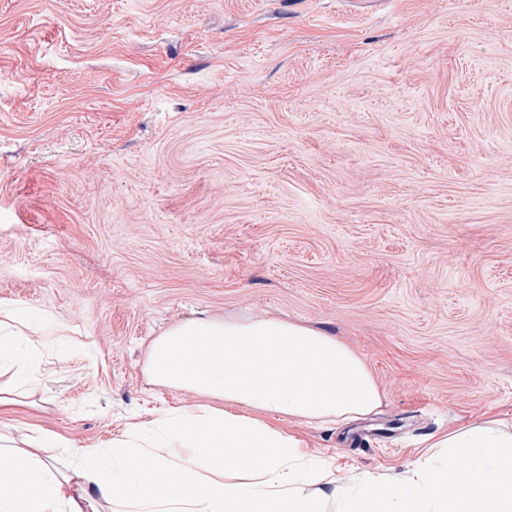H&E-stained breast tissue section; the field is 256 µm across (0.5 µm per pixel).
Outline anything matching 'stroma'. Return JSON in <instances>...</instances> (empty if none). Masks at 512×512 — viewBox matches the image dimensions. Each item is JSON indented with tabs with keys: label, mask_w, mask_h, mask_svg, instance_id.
I'll use <instances>...</instances> for the list:
<instances>
[{
	"label": "stroma",
	"mask_w": 512,
	"mask_h": 512,
	"mask_svg": "<svg viewBox=\"0 0 512 512\" xmlns=\"http://www.w3.org/2000/svg\"><path fill=\"white\" fill-rule=\"evenodd\" d=\"M31 404L111 447L164 330L280 317L351 347L378 414L289 423L341 483L512 422V0H0V310ZM12 311L3 314L0 321V372H11L15 387L32 388L35 373L41 361L39 347L12 322Z\"/></svg>",
	"instance_id": "35a3bbf8"
}]
</instances>
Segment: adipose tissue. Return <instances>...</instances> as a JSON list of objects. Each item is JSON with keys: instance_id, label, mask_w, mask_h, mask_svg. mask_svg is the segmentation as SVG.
Here are the masks:
<instances>
[{"instance_id": "adipose-tissue-1", "label": "adipose tissue", "mask_w": 512, "mask_h": 512, "mask_svg": "<svg viewBox=\"0 0 512 512\" xmlns=\"http://www.w3.org/2000/svg\"><path fill=\"white\" fill-rule=\"evenodd\" d=\"M0 316V372L32 387L39 347ZM152 382L223 401L160 411L112 449L61 467L0 438V512H512V424L449 430L403 474L338 484L303 440L265 421L348 422L381 407L365 363L335 337L278 318L203 317L151 343ZM238 405L250 414L235 413Z\"/></svg>"}]
</instances>
